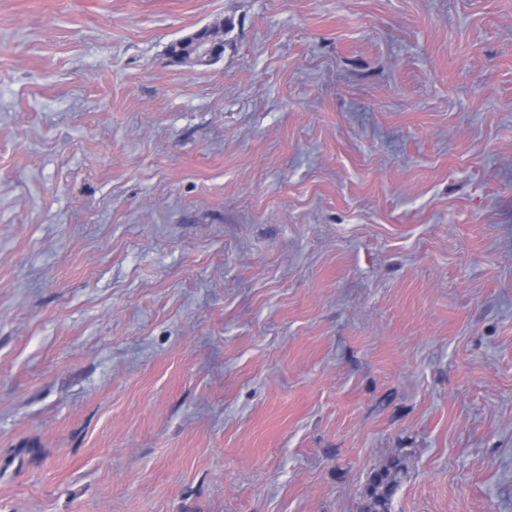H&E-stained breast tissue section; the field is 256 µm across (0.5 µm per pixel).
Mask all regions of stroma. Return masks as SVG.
Returning <instances> with one entry per match:
<instances>
[{
  "mask_svg": "<svg viewBox=\"0 0 512 512\" xmlns=\"http://www.w3.org/2000/svg\"><path fill=\"white\" fill-rule=\"evenodd\" d=\"M394 459L391 512H512V0H0V512ZM201 34L211 36L212 39H217L214 33L209 28H204L190 36L178 39L172 42L168 48V54L178 61H184L186 59L195 56V43Z\"/></svg>",
  "mask_w": 512,
  "mask_h": 512,
  "instance_id": "35a3bbf8",
  "label": "stroma"
}]
</instances>
